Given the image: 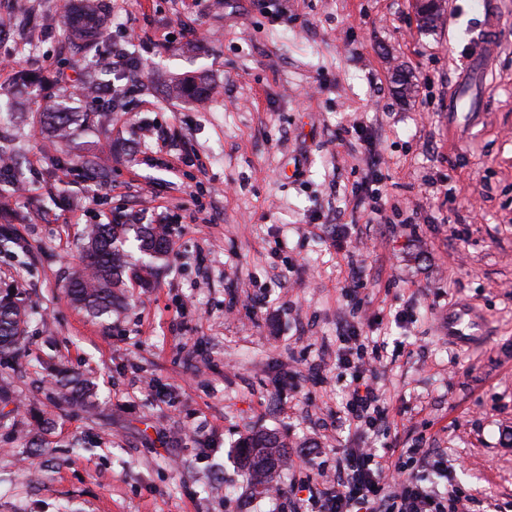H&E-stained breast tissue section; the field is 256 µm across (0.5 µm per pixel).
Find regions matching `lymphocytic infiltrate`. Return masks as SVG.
Here are the masks:
<instances>
[{"label":"lymphocytic infiltrate","instance_id":"lymphocytic-infiltrate-1","mask_svg":"<svg viewBox=\"0 0 512 512\" xmlns=\"http://www.w3.org/2000/svg\"><path fill=\"white\" fill-rule=\"evenodd\" d=\"M338 365L351 370L349 400L342 418L359 429L374 430L387 414L373 383L383 342L364 340L359 325H346L340 338ZM448 467L442 454L423 457L420 471L392 461L376 448H342L333 474L304 483L308 504L317 512H469L470 498L455 485L440 487Z\"/></svg>","mask_w":512,"mask_h":512}]
</instances>
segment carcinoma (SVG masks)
<instances>
[{
	"label": "carcinoma",
	"mask_w": 512,
	"mask_h": 512,
	"mask_svg": "<svg viewBox=\"0 0 512 512\" xmlns=\"http://www.w3.org/2000/svg\"><path fill=\"white\" fill-rule=\"evenodd\" d=\"M71 36L90 47L103 34L108 19L99 14L89 15L79 7L65 16ZM175 95L188 103L208 99L212 89L198 78L184 77L174 81ZM101 112H70L66 103L55 112H45L41 119L46 131L57 141L68 142L79 129L102 122ZM86 265L71 279L68 295L96 315L112 312L124 294L123 277L134 279L143 288L150 286L151 264L166 256L170 249V231L166 224H138L129 216L108 224H91L84 231ZM26 303L20 294L0 291V359L14 358L25 347L24 325ZM58 397L64 403L94 407L96 392L89 380L75 374L56 372ZM288 442L276 432L259 431L238 441L239 464L254 490H263L273 483L287 464L285 448Z\"/></svg>",
	"instance_id": "carcinoma-1"
}]
</instances>
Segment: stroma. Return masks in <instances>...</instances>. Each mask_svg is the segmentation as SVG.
Returning a JSON list of instances; mask_svg holds the SVG:
<instances>
[{"label":"stroma","instance_id":"1","mask_svg":"<svg viewBox=\"0 0 512 512\" xmlns=\"http://www.w3.org/2000/svg\"><path fill=\"white\" fill-rule=\"evenodd\" d=\"M421 31L412 0H93L108 30L86 50L57 0H0L12 21L0 57V287L18 289L27 347L0 361V512H289L294 485L367 444L337 427L349 375L340 327L380 322L376 381L389 408L377 447L443 453L477 512H512V0H498L497 53L484 109L452 112L481 0H447ZM133 54L120 93H82L113 48ZM415 94L399 99L397 70ZM35 70L46 83L18 87ZM204 76L202 106L169 96ZM68 95L108 124L77 132L68 153L40 110ZM359 125L386 159V221L354 252L341 224L365 223L351 190L373 175L349 135ZM118 214L171 229L150 287L96 318L64 287L83 232ZM310 224L317 234L307 233ZM367 304L341 296L350 269ZM485 321L481 348L448 341V310ZM409 319L396 324L394 315ZM91 378L100 403L64 404L53 370ZM51 419L37 434V417ZM256 429L288 439L280 497L244 482L233 453Z\"/></svg>","mask_w":512,"mask_h":512}]
</instances>
